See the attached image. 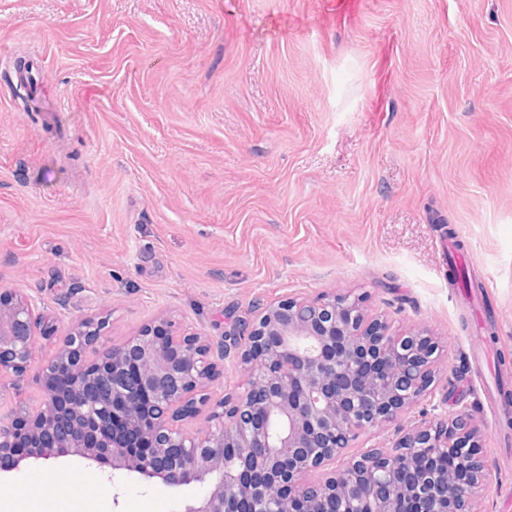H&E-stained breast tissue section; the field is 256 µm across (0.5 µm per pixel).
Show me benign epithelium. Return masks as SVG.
I'll return each instance as SVG.
<instances>
[{"instance_id": "benign-epithelium-1", "label": "benign epithelium", "mask_w": 512, "mask_h": 512, "mask_svg": "<svg viewBox=\"0 0 512 512\" xmlns=\"http://www.w3.org/2000/svg\"><path fill=\"white\" fill-rule=\"evenodd\" d=\"M104 322L82 318L43 371L44 399L0 419V473L29 459L79 456L113 471L203 496L183 512H395L402 495L432 496V512H470L483 481L479 442L455 417L404 436L390 451L371 449L332 470L350 438L404 412L429 385L433 342L395 335L359 302L327 295L270 307L248 331L245 390L215 404L194 433L175 422L209 401L212 368L201 337L178 335L165 317L126 340L98 348ZM31 300L0 289V377L20 376L37 334L47 335ZM452 456L447 471H427L413 489L397 472L419 449Z\"/></svg>"}]
</instances>
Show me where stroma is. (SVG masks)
<instances>
[{"instance_id":"obj_1","label":"stroma","mask_w":512,"mask_h":512,"mask_svg":"<svg viewBox=\"0 0 512 512\" xmlns=\"http://www.w3.org/2000/svg\"><path fill=\"white\" fill-rule=\"evenodd\" d=\"M38 62L32 97L18 58ZM451 238L475 288L451 283ZM53 327L0 416L37 410L73 323L167 314L244 390L241 325L358 298L436 347L429 389L347 455L463 416L512 512V0H0V289ZM69 479L60 495L52 476ZM182 512L202 495L77 457L0 475V512Z\"/></svg>"}]
</instances>
